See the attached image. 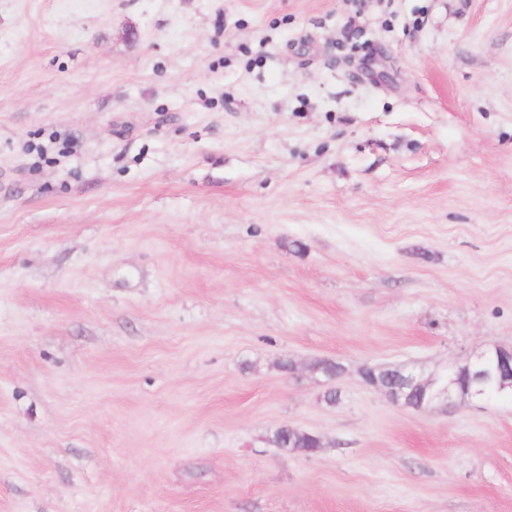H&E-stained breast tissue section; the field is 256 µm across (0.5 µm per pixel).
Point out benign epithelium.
<instances>
[{"label": "benign epithelium", "instance_id": "obj_1", "mask_svg": "<svg viewBox=\"0 0 512 512\" xmlns=\"http://www.w3.org/2000/svg\"><path fill=\"white\" fill-rule=\"evenodd\" d=\"M399 391L391 401L405 405L409 397H418V407L423 408L434 401L457 402L484 401L488 391L498 394L512 391V349L495 347L469 357L464 366L452 367L446 379L439 384L421 378L414 369L397 368Z\"/></svg>", "mask_w": 512, "mask_h": 512}]
</instances>
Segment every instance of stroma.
<instances>
[{
  "label": "stroma",
  "instance_id": "obj_1",
  "mask_svg": "<svg viewBox=\"0 0 512 512\" xmlns=\"http://www.w3.org/2000/svg\"><path fill=\"white\" fill-rule=\"evenodd\" d=\"M494 346L512 0H0V512H512ZM464 366H453L446 376L436 387L431 381L421 378L414 369L406 366L397 367L396 370L389 368V381L395 380V373L398 371L399 391L395 397L389 398L392 402L403 403L415 408H423L431 405L434 401H447L448 405L456 402L484 401L488 399L489 390L500 394L507 388L512 393V349L494 347L469 357ZM466 372L467 382L463 392L459 380V374ZM419 399L418 405L409 403L410 396ZM288 427V425H282L273 432L271 442L276 447L304 455L316 452L317 441L314 438L315 434L302 430L290 432Z\"/></svg>",
  "mask_w": 512,
  "mask_h": 512
}]
</instances>
